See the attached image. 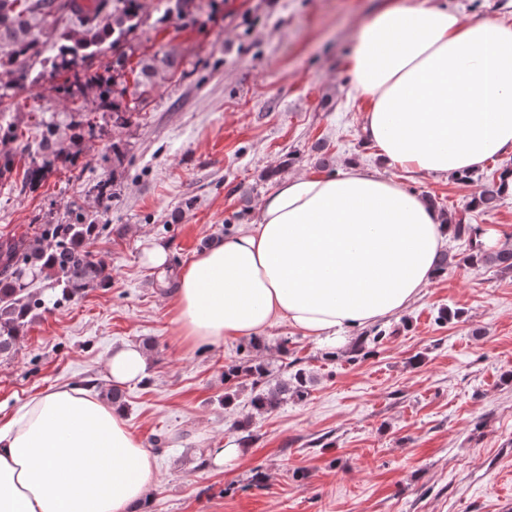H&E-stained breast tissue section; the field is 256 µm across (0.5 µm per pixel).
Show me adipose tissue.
<instances>
[{"mask_svg": "<svg viewBox=\"0 0 512 512\" xmlns=\"http://www.w3.org/2000/svg\"><path fill=\"white\" fill-rule=\"evenodd\" d=\"M350 60L351 89L370 103L365 137L388 165L458 176L512 153V24L386 0ZM450 232L400 182L350 163L282 180L258 223L178 271L160 245L144 261L176 281L171 321L189 348L285 323L336 352L419 296ZM148 360L140 345L115 347L107 378L142 380ZM157 484L123 411L85 389L40 394L0 428V512H132Z\"/></svg>", "mask_w": 512, "mask_h": 512, "instance_id": "ef3b65f1", "label": "adipose tissue"}]
</instances>
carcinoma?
<instances>
[{
  "label": "carcinoma",
  "mask_w": 512,
  "mask_h": 512,
  "mask_svg": "<svg viewBox=\"0 0 512 512\" xmlns=\"http://www.w3.org/2000/svg\"><path fill=\"white\" fill-rule=\"evenodd\" d=\"M139 0H94L83 9L75 0H0V71L14 73L17 66L42 60L50 69L66 76L78 72L93 49L112 39V79L92 75L88 81L99 89L98 107L112 109V124L125 125L126 113L117 108V100L127 93L126 73L134 74L140 86L148 82L152 73L161 67H171L169 59L140 60L130 66L131 55L124 50L127 36L138 27ZM68 14L78 21V34L69 42L57 45L56 52L44 56L45 49L31 32L29 18L35 15L46 19ZM79 136L70 137L65 144L56 128L45 125L37 152L30 156L29 167L23 180L25 187L40 183L45 177L48 159L67 163L71 161L70 146ZM506 197L500 181L492 179L484 184L469 209L491 211L499 207ZM452 236L467 244L462 255L442 253L436 262V276H442L452 265L480 268L495 267L502 272L512 271V242L505 241L499 249L487 251L473 246V235L478 225L461 215L448 218ZM103 225L87 220L78 209L69 210L65 224H40L33 238L0 239V357L17 351L28 318L37 311L47 309L37 294L25 290L20 275L37 280L51 281L60 289L61 296L71 298L88 288H106L112 280L111 272L94 260L87 245L100 238ZM251 378V406L257 411H271L292 397L301 401L307 395L304 372L298 370L286 379L272 381L270 371L261 364L249 366L229 365L224 369V381L234 382L241 375Z\"/></svg>",
  "instance_id": "carcinoma-1"
}]
</instances>
